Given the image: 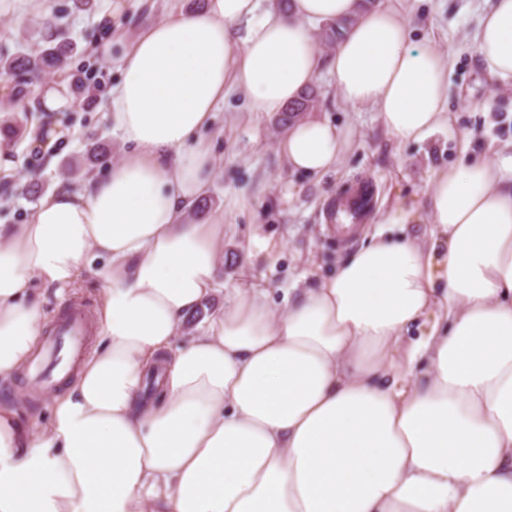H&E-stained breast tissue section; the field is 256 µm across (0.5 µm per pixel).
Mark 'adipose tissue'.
Listing matches in <instances>:
<instances>
[{"mask_svg": "<svg viewBox=\"0 0 512 512\" xmlns=\"http://www.w3.org/2000/svg\"><path fill=\"white\" fill-rule=\"evenodd\" d=\"M342 19L322 60L313 26ZM410 35L361 0H204L123 44L103 108L124 157L0 224V380L41 338L34 282L92 276L103 292L48 428L0 404V512H512V156L438 170L424 211L380 214L426 217L428 238L375 234L281 310L253 282L224 286V215L246 199L189 218L216 176L203 131L230 94L280 113L325 66L398 141L447 126L446 62ZM474 42L512 86V0H493ZM351 143L309 116L279 151L321 176Z\"/></svg>", "mask_w": 512, "mask_h": 512, "instance_id": "adipose-tissue-1", "label": "adipose tissue"}]
</instances>
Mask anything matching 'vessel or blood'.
Returning a JSON list of instances; mask_svg holds the SVG:
<instances>
[{
    "label": "vessel or blood",
    "instance_id": "b4317fda",
    "mask_svg": "<svg viewBox=\"0 0 512 512\" xmlns=\"http://www.w3.org/2000/svg\"><path fill=\"white\" fill-rule=\"evenodd\" d=\"M374 197L373 185L367 184L338 197L328 213L327 229L338 241L350 242L358 231L367 207ZM87 334L86 314L74 305L60 317L46 343L44 355L32 367L35 379L44 387L52 388L60 377L69 375L73 360L83 346Z\"/></svg>",
    "mask_w": 512,
    "mask_h": 512
}]
</instances>
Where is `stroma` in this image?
<instances>
[{"instance_id": "obj_1", "label": "stroma", "mask_w": 512, "mask_h": 512, "mask_svg": "<svg viewBox=\"0 0 512 512\" xmlns=\"http://www.w3.org/2000/svg\"><path fill=\"white\" fill-rule=\"evenodd\" d=\"M194 10L202 0H93L89 9H77L73 0H48L47 16L22 23L0 17V54H31L46 44V18L56 19L59 41L73 43L76 51L69 72L95 73L98 86L93 100L77 96L70 81L59 72H43L26 95L25 106L15 117L23 131L14 136L18 150V175L28 181L24 190L0 180V224H18L38 201L61 182L67 164L101 167L121 159L125 147L114 137L98 106L120 77L119 62L95 56L91 48L111 33L132 38L144 25L161 20L172 4ZM396 6L409 21L415 42L437 48L448 64V127L420 142L401 143L383 127L377 112L344 103L328 71H320L314 84L317 117L350 129L354 146L335 170L316 177L286 166L277 151L284 128L273 114L247 112L241 97L225 100L217 126L223 134L214 142L217 175L206 198V212L224 206V193H244L250 203L244 212L224 218V285L232 287L244 275L253 276L267 288L276 304H283L287 288L315 287L336 273V261L355 251V244L337 243L325 229L328 202L356 185L362 178L375 180L377 193L359 235L367 240L378 229L379 212L402 200L423 201L434 172L459 163L463 156L500 159L512 155V88L492 86L478 59L472 33L488 0H397ZM111 13V26L99 18ZM54 86L66 99L56 112L44 111L45 86ZM60 123L65 138L52 152L32 157L30 138L48 121ZM269 237L281 252L276 261L252 259L254 236ZM47 322L43 337H50L52 322L70 300H81L89 315H97L101 285L86 279L77 287L39 289ZM24 396L22 416L39 426L49 423V393L35 384L29 373L0 381V403Z\"/></svg>"}]
</instances>
